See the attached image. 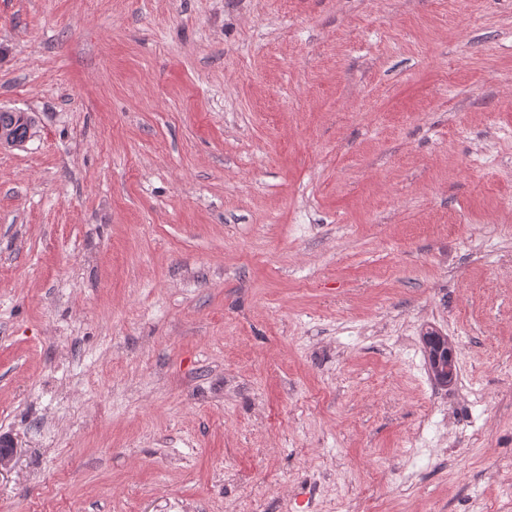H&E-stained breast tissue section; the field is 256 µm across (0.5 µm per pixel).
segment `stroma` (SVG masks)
Masks as SVG:
<instances>
[{
    "instance_id": "35a3bbf8",
    "label": "stroma",
    "mask_w": 512,
    "mask_h": 512,
    "mask_svg": "<svg viewBox=\"0 0 512 512\" xmlns=\"http://www.w3.org/2000/svg\"><path fill=\"white\" fill-rule=\"evenodd\" d=\"M1 107L0 512L512 507V0H0ZM14 110L0 109V129L22 145L29 139L32 127L37 126V119L34 113L22 114V112H13ZM3 131H0V149L12 146Z\"/></svg>"
}]
</instances>
